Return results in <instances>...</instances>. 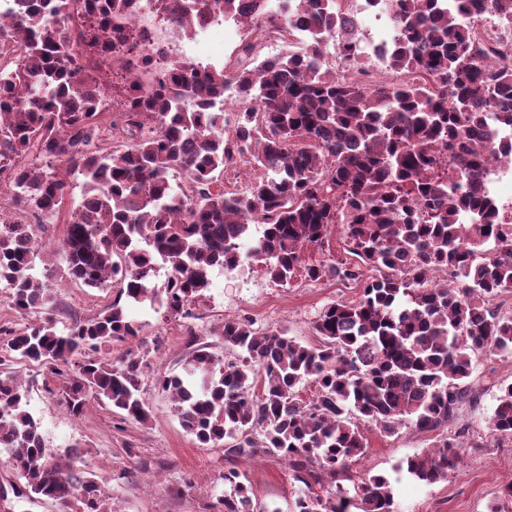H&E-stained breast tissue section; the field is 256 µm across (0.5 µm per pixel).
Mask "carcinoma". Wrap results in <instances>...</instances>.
I'll list each match as a JSON object with an SVG mask.
<instances>
[{
  "label": "carcinoma",
  "instance_id": "carcinoma-1",
  "mask_svg": "<svg viewBox=\"0 0 512 512\" xmlns=\"http://www.w3.org/2000/svg\"><path fill=\"white\" fill-rule=\"evenodd\" d=\"M131 2L85 0L77 16L75 0H17L0 26V286L31 317L0 346V454L12 470L0 500L108 512L110 499L94 473L78 476L53 458L14 366L66 376L75 416L93 398L122 423L146 424L144 357L101 356L139 335L129 309L190 318L187 305L204 296L214 269L259 261L274 282L301 269L313 281L361 282L362 298L323 308L316 345L226 320L220 336L237 357L201 346L183 374L159 376L158 389L199 446L287 458L301 488L293 512H398L384 473L352 495L343 486L367 448L364 427L391 435L409 423L431 435L432 449L399 469L427 485L447 479L461 460L448 425L483 390L476 356L512 352V315L492 308L512 289V223L484 169L512 155L487 133L490 113L512 130V62H501L475 26L486 14L512 26V0H371L390 16L392 80L366 68L346 33L354 26L346 0H291L289 10L245 21L251 31L220 68L186 58L148 87L124 74L130 111L107 126L100 86L77 65L76 32L85 19L87 46L110 40ZM242 8V0H174L170 19L182 25L216 9L234 19ZM256 27L290 36L302 28L307 52L261 59ZM334 37L339 73L324 61ZM232 85L239 112L231 124L211 99ZM238 162L260 176L242 191L215 188L216 174ZM172 172L184 182L172 183ZM72 179L81 180L77 200ZM32 212L65 214L62 279L116 288L95 316L61 328L48 317L56 299L41 281L47 269L36 271L42 246L23 220ZM337 224L355 261L305 264L304 250L324 247ZM368 267L376 275L366 280ZM439 273L449 284L433 285ZM305 383L316 388L307 402ZM496 400L488 433L512 437V384ZM223 480L220 512H279L257 503L246 474L229 470Z\"/></svg>",
  "mask_w": 512,
  "mask_h": 512
}]
</instances>
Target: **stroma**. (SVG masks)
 Segmentation results:
<instances>
[{"mask_svg":"<svg viewBox=\"0 0 512 512\" xmlns=\"http://www.w3.org/2000/svg\"><path fill=\"white\" fill-rule=\"evenodd\" d=\"M57 298L52 316L58 325L76 317L89 318L112 300L111 289H92L56 278L46 280ZM356 282L334 277L310 281L297 272L284 285L272 282L261 264L216 270L205 296L193 306L194 319L183 320L165 311L133 310L142 324L140 335L129 342L113 343L110 352L134 351L147 365L142 377L144 395L152 410L148 424H126L117 430L118 415L93 401L83 415H72L65 403L64 379L35 366L20 369L29 384V409L39 420L52 454L77 450L76 464L95 473L112 496L114 512H217L215 504L224 492V471L246 472L258 502L291 512L300 492L287 462L276 455L258 454L250 459L228 458L223 448H202L185 433L169 397L156 388L160 374L180 372L190 351L189 336L223 359L231 358L218 330L229 319H250L255 329L276 328L287 336L311 345L319 341L314 325L322 309L333 302L359 300ZM496 390H488L465 403L450 432L465 429L461 464L447 480L422 486L400 471L408 456L427 450L433 441L411 425L385 434L366 428L367 448L352 462L353 485L366 476L388 473L401 512H491L501 505L503 486L512 478V437L491 438L488 421L496 407ZM134 449L147 462L148 473L122 480L118 473L128 464L127 449Z\"/></svg>","mask_w":512,"mask_h":512,"instance_id":"1","label":"stroma"}]
</instances>
